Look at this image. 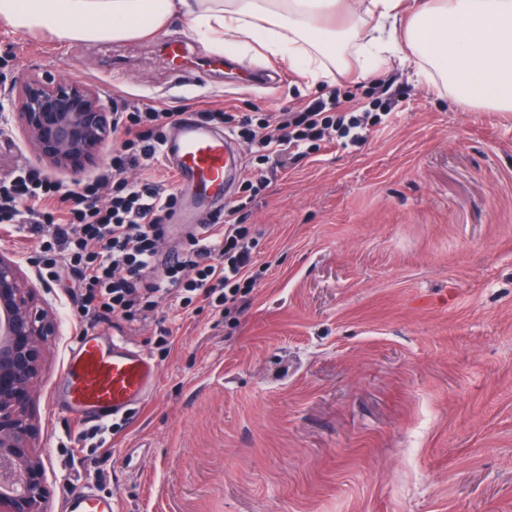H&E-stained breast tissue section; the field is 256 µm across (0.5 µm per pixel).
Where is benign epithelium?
Wrapping results in <instances>:
<instances>
[{"instance_id": "benign-epithelium-1", "label": "benign epithelium", "mask_w": 512, "mask_h": 512, "mask_svg": "<svg viewBox=\"0 0 512 512\" xmlns=\"http://www.w3.org/2000/svg\"><path fill=\"white\" fill-rule=\"evenodd\" d=\"M114 110L84 82L50 73L0 76V112L17 115L28 139L57 168L76 170L99 158ZM57 328L21 262L0 254V512H47L54 494L34 453L38 430L29 404Z\"/></svg>"}]
</instances>
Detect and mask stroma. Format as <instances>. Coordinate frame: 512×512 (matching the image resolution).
Masks as SVG:
<instances>
[{"instance_id":"35a3bbf8","label":"stroma","mask_w":512,"mask_h":512,"mask_svg":"<svg viewBox=\"0 0 512 512\" xmlns=\"http://www.w3.org/2000/svg\"><path fill=\"white\" fill-rule=\"evenodd\" d=\"M187 44L175 77L163 44ZM383 76L357 65L307 88L258 48L230 51L232 73L181 24L124 43L61 45L0 26V73H51L114 100L248 115L336 91L372 109L373 88L400 93L359 148L326 142L308 163L272 170L249 205L262 274L237 324L160 300L174 333L100 324L145 349L159 376L104 447L52 400L75 303L33 262L38 237L0 229L58 317L32 412L36 453L57 492L88 486L120 512H512V112L470 111L421 74L408 50ZM49 165L18 117L0 127V177Z\"/></svg>"}]
</instances>
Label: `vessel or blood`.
<instances>
[{
  "label": "vessel or blood",
  "mask_w": 512,
  "mask_h": 512,
  "mask_svg": "<svg viewBox=\"0 0 512 512\" xmlns=\"http://www.w3.org/2000/svg\"><path fill=\"white\" fill-rule=\"evenodd\" d=\"M163 155L176 172L180 191L190 194L199 209L227 200L242 165L230 136L188 118L172 128ZM158 372L146 351L120 337L104 341L90 331L75 337L66 351L57 400L66 412L101 422L141 405L154 389ZM63 512H116V502L76 488L67 494Z\"/></svg>",
  "instance_id": "obj_1"
}]
</instances>
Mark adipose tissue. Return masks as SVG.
<instances>
[{
    "instance_id": "ef3b65f1",
    "label": "adipose tissue",
    "mask_w": 512,
    "mask_h": 512,
    "mask_svg": "<svg viewBox=\"0 0 512 512\" xmlns=\"http://www.w3.org/2000/svg\"><path fill=\"white\" fill-rule=\"evenodd\" d=\"M213 50L255 43L307 87L407 47L459 105L512 112V0H0V23L59 41H129L174 22Z\"/></svg>"
}]
</instances>
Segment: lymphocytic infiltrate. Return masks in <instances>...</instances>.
<instances>
[{
  "label": "lymphocytic infiltrate",
  "mask_w": 512,
  "mask_h": 512,
  "mask_svg": "<svg viewBox=\"0 0 512 512\" xmlns=\"http://www.w3.org/2000/svg\"><path fill=\"white\" fill-rule=\"evenodd\" d=\"M197 115L248 143L254 160L236 198L185 236L176 264L160 263L167 222L179 205L175 175L155 170L164 131L178 123V111L144 102L117 108L112 129L121 138L92 179L66 184L22 168L0 181V224L43 236L42 275L52 282L66 273L75 279L81 332L111 316L132 327L145 324L160 294L174 295L184 309L200 300L212 316L237 318L260 279L252 262L255 231L238 214L265 191V165L299 160L309 144L333 135L347 146L364 145L376 125L371 113L341 110L332 97L258 116L209 109ZM133 168L139 179L128 178Z\"/></svg>",
  "instance_id": "obj_1"
}]
</instances>
